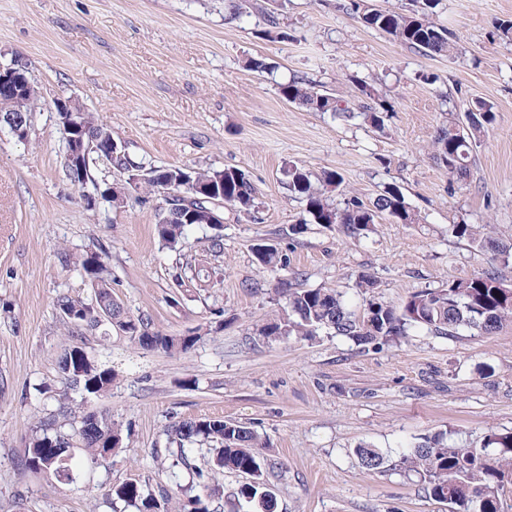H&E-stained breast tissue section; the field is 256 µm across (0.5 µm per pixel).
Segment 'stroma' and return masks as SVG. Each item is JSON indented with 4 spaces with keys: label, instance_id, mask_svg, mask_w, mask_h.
<instances>
[{
    "label": "stroma",
    "instance_id": "stroma-1",
    "mask_svg": "<svg viewBox=\"0 0 512 512\" xmlns=\"http://www.w3.org/2000/svg\"><path fill=\"white\" fill-rule=\"evenodd\" d=\"M266 2L279 27L257 12L234 15L235 0H0V61L27 60L40 92L27 141L0 127V512H110L109 484H189L204 453L174 465L165 436L188 418L239 421L267 439L278 512H450L417 478L362 469L355 448L394 452L439 430L462 446L491 428L512 431V323L490 335L414 331L369 350L330 334L283 341L257 332L281 312L279 282L337 289L359 314L358 275L377 281L375 301L396 305L492 265L450 225L488 224L512 243V32L503 31L512 0H440L432 19L456 47L436 57L367 28L339 0ZM254 57L268 70L250 69ZM295 77L381 109L383 127L288 103L278 87ZM71 96L136 165L241 169L257 191L254 210L225 208L218 228L194 227L169 249L156 235L154 201L86 206L64 174L51 110ZM473 100L491 105L496 121L453 188L432 145ZM289 163L337 171V203L400 187L420 221L380 220L359 242L306 224L281 180ZM300 223L305 231L294 234ZM216 232L217 259L208 252ZM259 243L287 254V267L261 269ZM98 246L109 253L117 302L153 329L198 341L167 354L108 325L86 336L85 350L116 375L87 406L120 423L131 450L63 481L19 461L63 389L56 358L71 339L56 297L91 293L60 255ZM191 259L212 268L211 279L175 287L173 272Z\"/></svg>",
    "mask_w": 512,
    "mask_h": 512
}]
</instances>
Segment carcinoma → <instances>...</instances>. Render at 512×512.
<instances>
[{
    "label": "carcinoma",
    "instance_id": "carcinoma-1",
    "mask_svg": "<svg viewBox=\"0 0 512 512\" xmlns=\"http://www.w3.org/2000/svg\"><path fill=\"white\" fill-rule=\"evenodd\" d=\"M415 8L408 12L365 9L350 4V10L361 11L363 24L380 30L406 46L427 56H447L453 49V33L436 26L430 14L438 0H414ZM281 96L311 112H331L336 118L349 121L363 118L370 125L384 124L382 113L369 107L355 111L339 99L303 79H292L279 86ZM14 104L0 100V124L11 126L10 119L28 124L29 112H13ZM77 120L89 135H98L104 142L112 141L108 131L92 112L77 113ZM495 120L489 104L476 101L464 115V123L439 128L433 142V158L445 169L450 181L460 183L467 176L473 152L480 138ZM112 166L119 171L136 172L139 185L155 192L156 185L178 184L185 169L177 166L145 168L130 162L124 150L116 149ZM288 190L304 207L311 224L334 225L346 237L361 239L373 232L378 218L384 216L397 223L414 224L419 220L402 192L391 187L366 203L351 196L338 207L329 202L328 189L341 183L334 170H325L312 183V174L304 167L290 165L283 171ZM195 196L200 201L190 205L176 201L159 211L156 233L165 245L176 246L193 226L207 224L212 219V206L201 202L213 198L249 213L255 207L256 189L240 169L224 168L195 171L190 174ZM132 183H114L102 191V197L115 209H122L131 200ZM451 233L466 239L492 256V260L512 261V243L505 244L492 235L488 226L454 224ZM108 252L103 247L86 251L73 258L72 264L89 280V299L69 294L56 298L59 313L73 312L63 323L74 336L95 331L104 324L133 323L132 339L144 350L164 353L183 352L195 345L196 336H172L150 329L146 319L135 316L112 298V273ZM255 259L263 268L288 266V258L272 246L264 245ZM501 282L495 267L466 279L452 282L446 288H425L411 293L399 305L369 301L363 314L350 310L341 292L331 288L301 290L287 283L275 289L285 303L287 313L263 323L258 332L272 339H313L320 333L336 334L366 348L387 344L409 330L418 329L433 335L452 336L461 328L482 334L496 332L505 322L512 321V296L493 284ZM57 369L64 386L55 413L40 421L31 434L20 465L33 473L51 472L66 476L74 441L94 466L101 465L119 452L128 451L122 426L106 415L91 431L83 430V412L74 409L68 391L95 397L106 393L114 380L112 370L99 366L80 346L64 349L57 358ZM69 431H64V427ZM167 443L176 447V461L186 463V449L206 446L212 471L228 470L250 477L230 501V512H241L245 502L250 512H277V497L265 480L268 459L263 448L267 443L249 426L238 421L221 419H184L172 423L166 431ZM359 464L367 471L387 469L413 475L425 485L429 496L451 505L452 512H512V432L493 429L484 433L478 446L448 444V431L428 434L395 456L385 455L376 448L355 449ZM111 512H169L171 496L167 490L152 488L144 483H113L104 492Z\"/></svg>",
    "mask_w": 512,
    "mask_h": 512
}]
</instances>
